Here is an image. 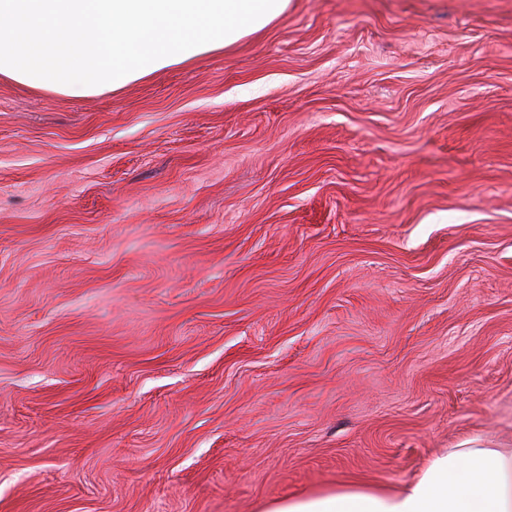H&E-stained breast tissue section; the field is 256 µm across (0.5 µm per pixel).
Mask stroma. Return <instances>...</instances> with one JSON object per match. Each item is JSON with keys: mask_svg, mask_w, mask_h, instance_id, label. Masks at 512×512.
<instances>
[{"mask_svg": "<svg viewBox=\"0 0 512 512\" xmlns=\"http://www.w3.org/2000/svg\"><path fill=\"white\" fill-rule=\"evenodd\" d=\"M476 436L512 446V0L0 79V512H263Z\"/></svg>", "mask_w": 512, "mask_h": 512, "instance_id": "1", "label": "stroma"}]
</instances>
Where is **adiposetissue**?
Returning a JSON list of instances; mask_svg holds the SVG:
<instances>
[{
    "mask_svg": "<svg viewBox=\"0 0 512 512\" xmlns=\"http://www.w3.org/2000/svg\"><path fill=\"white\" fill-rule=\"evenodd\" d=\"M264 512H512V448L474 437L435 455L399 489L317 490L274 501Z\"/></svg>",
    "mask_w": 512,
    "mask_h": 512,
    "instance_id": "obj_1",
    "label": "adipose tissue"
}]
</instances>
